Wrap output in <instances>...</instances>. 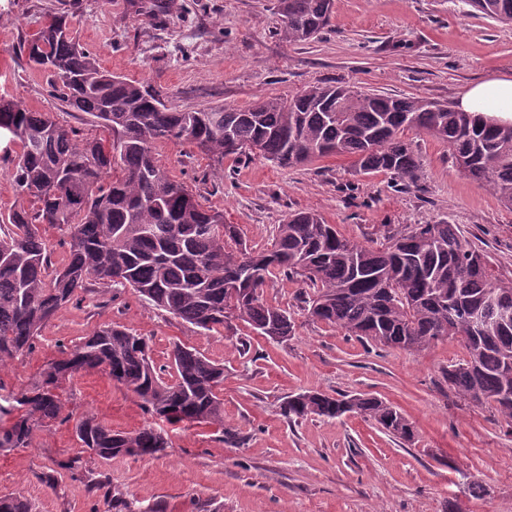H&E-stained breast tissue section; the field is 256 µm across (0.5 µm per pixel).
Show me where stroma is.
Masks as SVG:
<instances>
[{
  "label": "stroma",
  "mask_w": 512,
  "mask_h": 512,
  "mask_svg": "<svg viewBox=\"0 0 512 512\" xmlns=\"http://www.w3.org/2000/svg\"><path fill=\"white\" fill-rule=\"evenodd\" d=\"M55 12L74 17L80 44L115 75L162 89L168 105L243 108L317 84L453 104L469 83L512 74V26L472 14L464 0H335L330 26L316 39L279 38L273 0H0V96L86 128L84 114L47 93L21 42ZM423 176L395 188L392 175L359 174L345 157L283 169L255 156L216 168L192 145L157 154L199 201L223 210L248 247L268 246L289 211L313 209L350 239L378 245L385 224L457 225L483 253L493 278L512 279V210L455 165L447 145L408 132ZM302 283L275 280L267 300L288 307L296 333L285 344L247 324L198 334L132 291L112 297L94 284L61 309L32 349L0 371L5 391H24L49 360L95 328L118 324L148 339L166 366L183 342L224 365V426L167 425L158 456L86 458L113 488L162 512H512V428L492 409L464 402L443 371L465 350L447 339L421 352L375 346L312 321L301 310ZM317 390L365 393L397 406L412 422L405 442L358 415L288 423L280 405ZM65 421L36 432L31 447L0 453V494L23 492L37 512H103L102 501L67 470L56 487L43 474L74 456L76 420L87 414L117 431L156 420L140 399L100 371L82 372L61 390ZM484 488L471 495L470 483Z\"/></svg>",
  "instance_id": "obj_1"
}]
</instances>
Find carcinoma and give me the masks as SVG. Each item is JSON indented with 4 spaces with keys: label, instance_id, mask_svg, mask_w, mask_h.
Instances as JSON below:
<instances>
[{
    "label": "carcinoma",
    "instance_id": "carcinoma-1",
    "mask_svg": "<svg viewBox=\"0 0 512 512\" xmlns=\"http://www.w3.org/2000/svg\"><path fill=\"white\" fill-rule=\"evenodd\" d=\"M487 19L512 24V0H466ZM334 0H275L278 35L289 43L315 38L331 23ZM27 64L46 75L51 95L89 116L109 138L58 124L47 112L0 97V137L21 145L13 180L31 205L0 213V368L24 355L57 312L90 281L134 291L201 334L231 319L277 343L295 334L288 309L268 302L264 288L279 277L301 281L304 310L316 321L376 345L420 352L456 339L465 358L448 366V387L464 401L495 410L512 424V280L494 282L484 255L453 224L384 228L378 247L351 240L310 209L277 225L270 246L238 240L224 211L204 206L159 163L162 143L190 144L214 164L257 154L283 168L330 156L354 159L363 174L387 172L414 186L422 167L407 132L448 144L461 171L512 208V125L415 97H393L317 84L288 98L269 97L246 109L177 111L162 93L112 75L76 41L66 14L50 16L20 45ZM68 238L55 264L42 233ZM99 370L133 392L152 417L224 427V365L175 344L162 377L147 340L120 325L94 330L62 358L49 361L18 396L0 394V451L31 446L33 432L61 418L60 385ZM347 413L371 419L411 441L414 426L392 404L367 394L291 395L288 422ZM84 452L109 460L152 457L169 447L154 426L115 431L91 415L74 427ZM58 467L78 472L104 512L145 511L112 492L102 472L74 457ZM0 512H33L21 493L0 495Z\"/></svg>",
    "mask_w": 512,
    "mask_h": 512
}]
</instances>
